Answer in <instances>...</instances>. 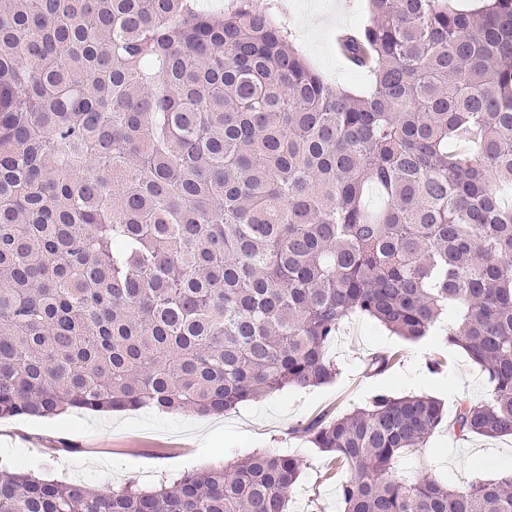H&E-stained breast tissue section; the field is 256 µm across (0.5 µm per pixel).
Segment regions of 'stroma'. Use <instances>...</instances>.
I'll return each mask as SVG.
<instances>
[{"label":"stroma","mask_w":512,"mask_h":512,"mask_svg":"<svg viewBox=\"0 0 512 512\" xmlns=\"http://www.w3.org/2000/svg\"><path fill=\"white\" fill-rule=\"evenodd\" d=\"M367 15V0H300L293 6L297 44L330 89L358 95L367 91L366 80L351 70L338 48L339 35L360 28ZM329 353L340 367L333 382L286 387L222 415L146 407L0 419V460L45 479L109 490L130 481L145 488L167 485L183 473L230 466L257 451L281 452L303 463L288 512H340L336 483L323 477L328 459L296 434L297 426L325 412L343 414L365 406L379 392L429 395L451 416L459 401L481 400L490 388L486 374L443 338L410 342L357 316L341 324ZM380 353L392 355L391 366L370 371L368 362ZM434 359L441 362L436 371L429 368ZM511 469L512 437L463 440L445 430L430 438L422 455L408 456L402 466L405 476L430 472L457 487Z\"/></svg>","instance_id":"35a3bbf8"}]
</instances>
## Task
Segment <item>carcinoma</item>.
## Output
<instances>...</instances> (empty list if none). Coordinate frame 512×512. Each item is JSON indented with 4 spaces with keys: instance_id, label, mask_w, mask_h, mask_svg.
<instances>
[{
    "instance_id": "obj_1",
    "label": "carcinoma",
    "mask_w": 512,
    "mask_h": 512,
    "mask_svg": "<svg viewBox=\"0 0 512 512\" xmlns=\"http://www.w3.org/2000/svg\"><path fill=\"white\" fill-rule=\"evenodd\" d=\"M479 2L368 0L356 95L272 4L0 0V418L325 385L361 315L464 350L490 391L448 429L512 436V0ZM444 420L381 392L304 431L343 512H512L511 470L399 474ZM301 472L259 451L104 491L0 463V512H287Z\"/></svg>"
}]
</instances>
